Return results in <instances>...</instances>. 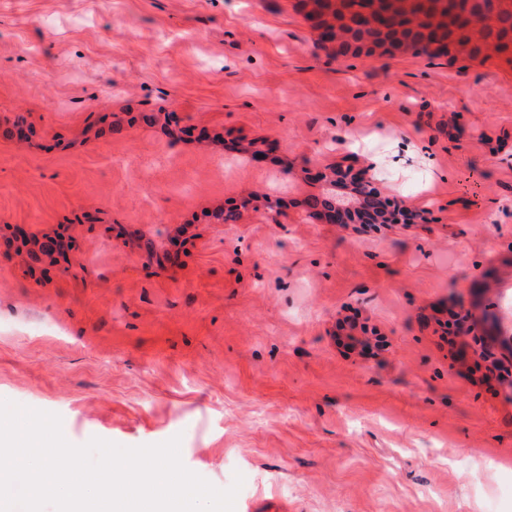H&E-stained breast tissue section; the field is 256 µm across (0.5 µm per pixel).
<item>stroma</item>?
<instances>
[{"label":"stroma","instance_id":"35a3bbf8","mask_svg":"<svg viewBox=\"0 0 512 512\" xmlns=\"http://www.w3.org/2000/svg\"><path fill=\"white\" fill-rule=\"evenodd\" d=\"M348 157L424 222L309 216ZM271 191L278 223L207 221ZM63 224L71 273L0 253V399L74 445L180 437L214 486L242 474L235 512H512V400L444 332L461 310L512 361L496 54L338 58L297 0H0V236Z\"/></svg>","mask_w":512,"mask_h":512}]
</instances>
